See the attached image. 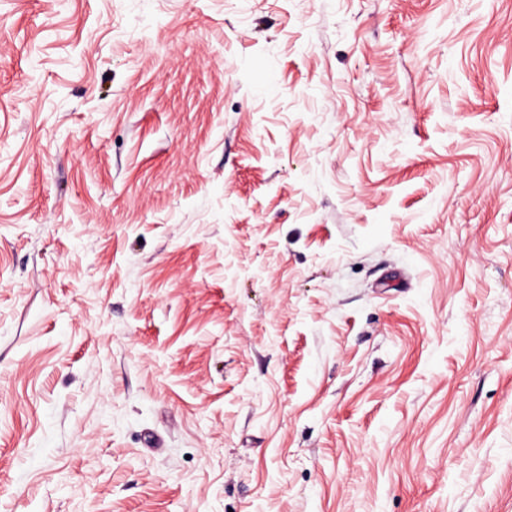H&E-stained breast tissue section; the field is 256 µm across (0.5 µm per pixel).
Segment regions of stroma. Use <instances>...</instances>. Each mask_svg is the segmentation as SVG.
Returning a JSON list of instances; mask_svg holds the SVG:
<instances>
[{
    "label": "stroma",
    "instance_id": "obj_1",
    "mask_svg": "<svg viewBox=\"0 0 512 512\" xmlns=\"http://www.w3.org/2000/svg\"><path fill=\"white\" fill-rule=\"evenodd\" d=\"M0 512H512V0H0Z\"/></svg>",
    "mask_w": 512,
    "mask_h": 512
}]
</instances>
